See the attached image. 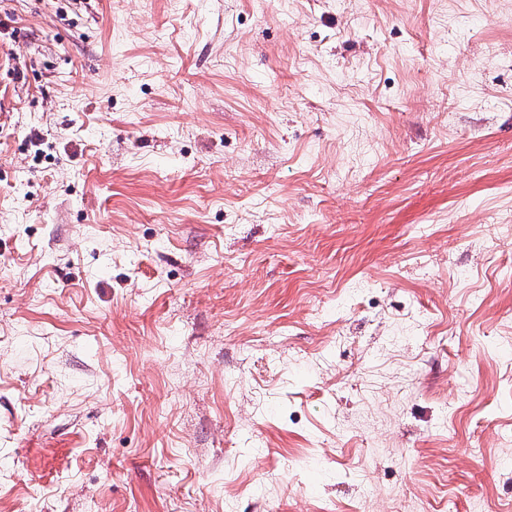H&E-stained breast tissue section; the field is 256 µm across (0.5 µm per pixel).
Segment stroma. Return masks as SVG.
<instances>
[{
  "instance_id": "stroma-1",
  "label": "stroma",
  "mask_w": 512,
  "mask_h": 512,
  "mask_svg": "<svg viewBox=\"0 0 512 512\" xmlns=\"http://www.w3.org/2000/svg\"><path fill=\"white\" fill-rule=\"evenodd\" d=\"M0 512H512V0H0Z\"/></svg>"
}]
</instances>
